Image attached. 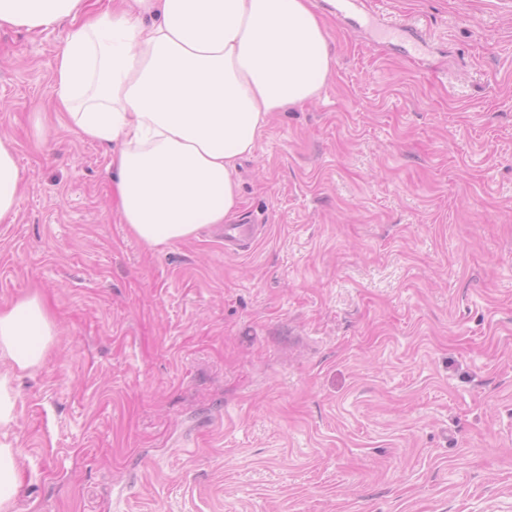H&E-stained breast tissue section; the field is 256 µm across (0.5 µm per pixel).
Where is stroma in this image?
I'll return each mask as SVG.
<instances>
[{
	"label": "stroma",
	"mask_w": 512,
	"mask_h": 512,
	"mask_svg": "<svg viewBox=\"0 0 512 512\" xmlns=\"http://www.w3.org/2000/svg\"><path fill=\"white\" fill-rule=\"evenodd\" d=\"M314 4L333 73L240 161V255L134 238L53 111L67 23L0 28V306L56 324L18 512H512V0ZM24 181L12 144L0 137V223L11 220L22 196Z\"/></svg>",
	"instance_id": "1"
}]
</instances>
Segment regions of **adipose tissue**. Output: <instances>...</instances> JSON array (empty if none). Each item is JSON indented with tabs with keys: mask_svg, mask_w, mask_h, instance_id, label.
Wrapping results in <instances>:
<instances>
[{
	"mask_svg": "<svg viewBox=\"0 0 512 512\" xmlns=\"http://www.w3.org/2000/svg\"><path fill=\"white\" fill-rule=\"evenodd\" d=\"M68 20L53 95L70 131L112 145V199L155 248L227 224L240 211L237 162L272 113L317 98L334 65L313 0H0V28ZM24 181L0 137V223ZM55 334L37 295L0 309V433L15 421V372Z\"/></svg>",
	"mask_w": 512,
	"mask_h": 512,
	"instance_id": "obj_1",
	"label": "adipose tissue"
}]
</instances>
